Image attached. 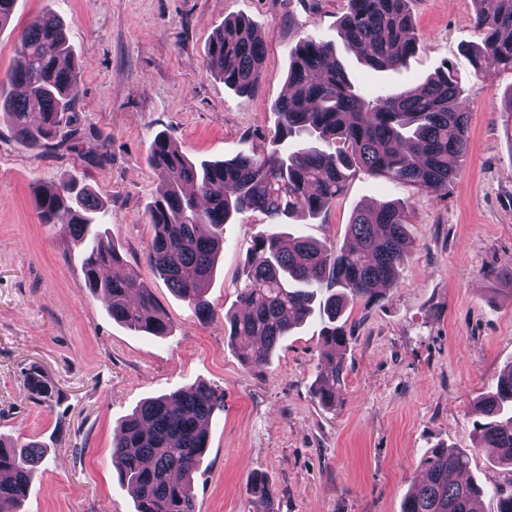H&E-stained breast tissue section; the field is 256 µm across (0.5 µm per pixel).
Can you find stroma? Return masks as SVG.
<instances>
[{"instance_id":"35a3bbf8","label":"stroma","mask_w":512,"mask_h":512,"mask_svg":"<svg viewBox=\"0 0 512 512\" xmlns=\"http://www.w3.org/2000/svg\"><path fill=\"white\" fill-rule=\"evenodd\" d=\"M346 8L347 0H17L0 28V77L18 33L43 12L59 16L80 67V141L105 156L95 164L82 150L34 148L0 121V436L48 447L22 512H135L111 464L118 426L146 399L198 383L223 394L224 407L209 421L193 476L197 512H251L246 486L256 474L267 478L276 512H401L426 451L439 444L471 450L467 474L487 490L482 512H496L499 495L512 492V470L472 448L478 402L512 363V295L491 276L512 265V115L499 109L512 72L473 77L465 52L479 40L473 0H409L423 43L397 71L371 69L338 45ZM230 17L249 19L264 37L261 87L250 96L204 62ZM308 32L336 43L368 96L416 88L451 63L470 114L468 151L446 196L361 172L326 216L295 227L338 247L360 205L409 207L415 247L399 286L345 313L352 342L331 409L313 396L319 317L286 337L262 373L228 340L225 318L239 310L241 268L268 228L264 215L225 225L207 321L146 261L148 209L162 187L148 163L155 136L171 135L194 161L266 153L270 104L285 93L289 52ZM69 177L104 203L124 269L153 294L168 335L112 321L107 297L86 285L81 245L38 217L34 188ZM34 367L59 387L56 403L32 399L25 375Z\"/></svg>"}]
</instances>
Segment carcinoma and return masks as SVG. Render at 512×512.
Returning a JSON list of instances; mask_svg holds the SVG:
<instances>
[{
  "mask_svg": "<svg viewBox=\"0 0 512 512\" xmlns=\"http://www.w3.org/2000/svg\"><path fill=\"white\" fill-rule=\"evenodd\" d=\"M474 17L479 43L467 48L473 76L492 69L512 71V0H485ZM409 0H348L337 22L344 47L372 69L398 70L420 47ZM264 40L244 19H226L210 39L207 68L238 93H254L262 80ZM17 63L0 80V119L16 139L44 150L77 147L75 135L79 78L63 24L52 15L23 29L15 43ZM289 93L270 111L277 121L271 148L262 155L189 161L175 140L156 135L149 165L163 189L148 214L154 235L147 246L150 267L195 316L207 320L204 285L213 277L224 247V224L240 214L260 212L270 230L256 236L241 272V317L230 318V340L247 336L239 348L242 364L268 367L280 340L317 313L322 349L313 395L336 406L344 381V358L352 336L341 323L349 303L377 304L397 285L412 249L407 207L383 201L358 207L347 239L333 249L310 236L284 231L288 220H316L343 195L357 171L385 175L435 195L448 194L457 162L468 150V112L457 72L444 65L421 87L366 97L351 81L334 46L313 33L290 51ZM41 221L58 224L83 246L88 286L111 301L112 320L134 332L166 336L170 323L153 295L136 278L98 277L104 266L123 260L109 234L100 229L103 204L75 180L35 191ZM32 398L48 404L59 395L39 368L26 374ZM218 397L206 385L142 403L119 427L112 467L135 491L136 512H197L191 475L207 448V424ZM485 421L478 424L473 449L491 448L512 467V364L495 389L481 400ZM47 446L0 437V512H19L40 475ZM426 482L404 498L401 512H480L484 489L463 478L469 455L446 446L422 460ZM253 512H275L265 477L248 487Z\"/></svg>",
  "mask_w": 512,
  "mask_h": 512,
  "instance_id": "cac0c4a2",
  "label": "carcinoma"
}]
</instances>
